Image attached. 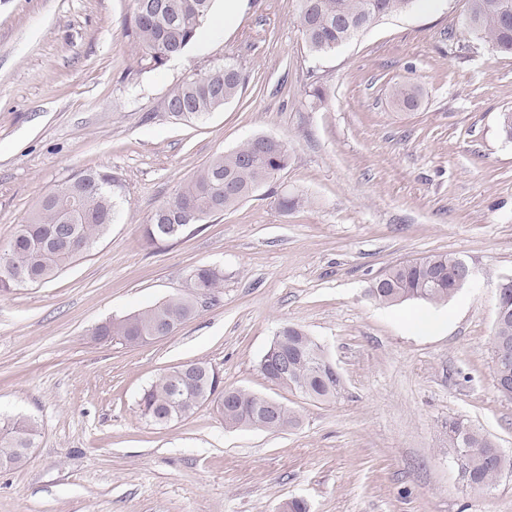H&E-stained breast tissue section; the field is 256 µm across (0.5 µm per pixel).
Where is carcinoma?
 <instances>
[{"label":"carcinoma","instance_id":"carcinoma-1","mask_svg":"<svg viewBox=\"0 0 512 512\" xmlns=\"http://www.w3.org/2000/svg\"><path fill=\"white\" fill-rule=\"evenodd\" d=\"M298 23L308 50L329 54L356 38L380 19L414 9L417 0H298ZM133 28L140 52L139 63L154 70L174 56L173 49L192 47L210 19L214 0H132ZM465 33L486 43L498 53H512V0H466L462 20ZM242 84L235 65L222 63L189 75L171 91L166 109L176 120H194L219 110L233 100ZM421 88L414 83H396L393 102L404 109L420 105ZM288 165V147L273 144L268 136L247 140L238 148L221 153L204 163L171 199L160 205L145 225L144 238L150 245L167 243L195 231V225L234 208L267 187ZM121 179L99 169H85L56 185L18 226L7 253L0 255V293L36 286L57 276L89 252L119 216ZM461 258L435 253L416 259L411 266L399 263L384 274V287L375 301L388 307L417 300L441 305L459 289L448 282L438 285L436 272L455 267ZM224 272L198 266L187 278L186 291L158 301L121 318H113L95 330V335L118 339L127 345L154 325L171 330L196 313L194 291L204 288L220 293ZM288 343L282 346L293 359L288 376L296 391L315 401L330 402L341 392L328 389L314 376L323 353L321 344L292 323L280 326ZM508 354L492 351V371L512 380V327L503 333ZM224 381L220 372L204 361L175 365L162 372L140 395L138 407L149 420L152 411L163 408L173 420L187 419L199 400L224 403ZM237 411L222 415L227 428L261 429L259 403L263 395L235 389ZM299 425L294 410L282 408L275 432ZM40 426L28 416L0 417V465L18 467L26 459L24 449L36 445ZM448 448L463 461L460 474L464 485L474 490L495 486L500 469H512V459L479 429L461 420L448 421Z\"/></svg>","mask_w":512,"mask_h":512}]
</instances>
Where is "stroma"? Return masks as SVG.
<instances>
[{
    "label": "stroma",
    "mask_w": 512,
    "mask_h": 512,
    "mask_svg": "<svg viewBox=\"0 0 512 512\" xmlns=\"http://www.w3.org/2000/svg\"><path fill=\"white\" fill-rule=\"evenodd\" d=\"M466 0H418L348 46L313 56L297 0H241L223 26L142 69L131 0H0V245L74 172L123 184L117 223L49 282L0 294V414L34 417L22 466L0 470V512H512V473L491 491L461 482L448 422L512 458V401L491 369L495 287L512 275V54L458 34ZM234 64L223 110L191 122L165 101L192 73ZM423 91L397 109L394 83ZM323 88L326 100L314 104ZM283 141L270 191L146 245L150 215L217 153L255 135ZM304 203L283 211V193ZM452 253L473 270L448 303L377 304L393 265ZM224 272L215 304L141 346L95 328L183 293L190 270ZM442 331L415 329L420 314ZM300 326L335 362L342 396L271 385L259 360ZM206 361L225 386L275 397L297 428L228 429L212 405L159 426L139 397L168 367Z\"/></svg>",
    "instance_id": "obj_1"
}]
</instances>
